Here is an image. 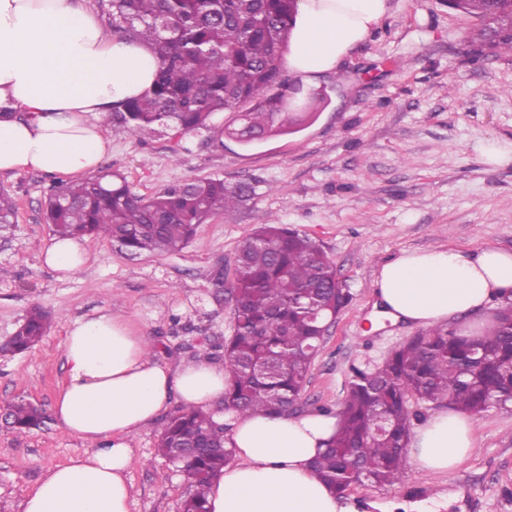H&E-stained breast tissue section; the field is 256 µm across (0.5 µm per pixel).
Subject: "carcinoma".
I'll return each mask as SVG.
<instances>
[{"mask_svg":"<svg viewBox=\"0 0 512 512\" xmlns=\"http://www.w3.org/2000/svg\"><path fill=\"white\" fill-rule=\"evenodd\" d=\"M297 0H110L112 35L152 45L158 68L153 88L115 107L105 118L136 135L178 128L236 134L249 144L267 133H294L324 103L317 91L289 82L284 55ZM455 10L479 20L466 40L474 57H512V37L493 39L496 24L512 20V0H462ZM307 93L302 110L288 98ZM251 104L236 128L217 116ZM79 184L49 187L44 217L54 234H104L129 256L174 253L200 224L232 214L253 193L248 184L222 178L186 179L149 199L118 173ZM16 205L0 190V235L12 233ZM230 295L232 335L224 342L228 379L221 400L226 414L290 416L324 340L323 327L353 300L336 287L334 263L299 231L272 221L246 238L232 278L209 272ZM49 313L32 307L3 350L24 351L42 341ZM441 404L476 417L512 407V299L497 300L495 318L479 336L438 326L393 350L373 368H351L336 411L339 429L312 462L317 479L340 493L354 484L385 487L402 481L411 431L410 400ZM19 433L39 428L37 407L19 399L3 405ZM158 453L177 464L191 488L183 512H207L211 480L233 457L225 427L213 414L180 407L165 421Z\"/></svg>","mask_w":512,"mask_h":512,"instance_id":"1","label":"carcinoma"}]
</instances>
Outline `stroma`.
<instances>
[{
  "label": "stroma",
  "instance_id": "obj_1",
  "mask_svg": "<svg viewBox=\"0 0 512 512\" xmlns=\"http://www.w3.org/2000/svg\"><path fill=\"white\" fill-rule=\"evenodd\" d=\"M474 18L448 0H391L381 24L334 74L304 81L327 103L294 134L245 145L206 131L164 130L145 137L106 124L112 149L102 171L126 178L148 198L184 180L221 177L254 186L231 216L218 213L182 251L135 259L102 235L86 239L87 261L63 276L40 260L52 237L44 194L52 176H1L16 201L9 238H0V343L27 312L51 313L50 328L32 349L0 355V402L38 405L48 419L21 434L0 423V512L18 505L51 467L82 452L51 414L66 368L68 323L99 312L126 317L157 345L170 369L222 345L231 333V303L206 270L232 269L242 241L270 219L321 245L354 299L330 328L302 391L303 413L336 407L351 369L382 364L418 327L379 319L373 283L380 265L403 250L492 245L512 251V161L486 164L479 146L512 143V58L473 62L465 40ZM164 425L155 420L132 439L128 477L131 512H182L189 485L156 453ZM476 446L456 468L429 474L407 467L401 483L354 486L357 512H383L405 502L408 512H512V411L491 409L474 420Z\"/></svg>",
  "mask_w": 512,
  "mask_h": 512
}]
</instances>
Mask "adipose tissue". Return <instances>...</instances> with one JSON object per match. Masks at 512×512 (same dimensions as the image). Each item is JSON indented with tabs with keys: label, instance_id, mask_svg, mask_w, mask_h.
I'll return each mask as SVG.
<instances>
[{
	"label": "adipose tissue",
	"instance_id": "obj_1",
	"mask_svg": "<svg viewBox=\"0 0 512 512\" xmlns=\"http://www.w3.org/2000/svg\"><path fill=\"white\" fill-rule=\"evenodd\" d=\"M389 10L390 0H299L289 71L335 72ZM156 71L148 44L105 33L80 0H0V175L97 173L110 146L103 118L151 89ZM42 260L69 275L87 251L80 240L55 237ZM375 287L385 317L435 326L512 295V252L490 245L404 250L381 265ZM147 347L146 337L109 312L67 325V370L53 413L87 447L48 469L21 512H130L131 437L171 396L194 407L220 402L222 365L202 359L173 373ZM227 423L235 460L212 481L208 512H357L310 470L338 428L336 416H233ZM474 446L472 419L448 409L414 430L409 458L439 474Z\"/></svg>",
	"mask_w": 512,
	"mask_h": 512
}]
</instances>
